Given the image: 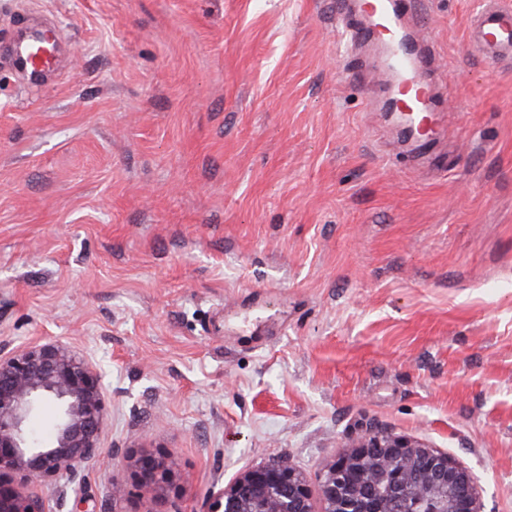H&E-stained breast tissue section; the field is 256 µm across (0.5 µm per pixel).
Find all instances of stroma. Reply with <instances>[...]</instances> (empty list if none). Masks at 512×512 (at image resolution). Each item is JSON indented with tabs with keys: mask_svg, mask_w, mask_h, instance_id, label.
Returning a JSON list of instances; mask_svg holds the SVG:
<instances>
[{
	"mask_svg": "<svg viewBox=\"0 0 512 512\" xmlns=\"http://www.w3.org/2000/svg\"><path fill=\"white\" fill-rule=\"evenodd\" d=\"M422 2L448 76L427 152L338 0H0V350L103 369L86 512H208L279 457L314 490L370 428L512 512V61L470 40L482 0ZM24 18L63 39L36 86L5 54ZM170 464L165 456L143 454L135 462L134 479L147 493L161 494L170 479Z\"/></svg>",
	"mask_w": 512,
	"mask_h": 512,
	"instance_id": "35a3bbf8",
	"label": "stroma"
}]
</instances>
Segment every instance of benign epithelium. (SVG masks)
<instances>
[{
  "instance_id": "obj_1",
  "label": "benign epithelium",
  "mask_w": 512,
  "mask_h": 512,
  "mask_svg": "<svg viewBox=\"0 0 512 512\" xmlns=\"http://www.w3.org/2000/svg\"><path fill=\"white\" fill-rule=\"evenodd\" d=\"M57 405L50 439L38 442L29 420L38 405ZM104 372L60 339L0 351V512H53L30 485L77 481L101 453ZM165 456L143 454L134 479L161 494L170 479ZM322 512H483L473 473L446 452L383 430L348 445L319 482ZM209 512H315L312 494L287 458L242 471L210 491Z\"/></svg>"
}]
</instances>
